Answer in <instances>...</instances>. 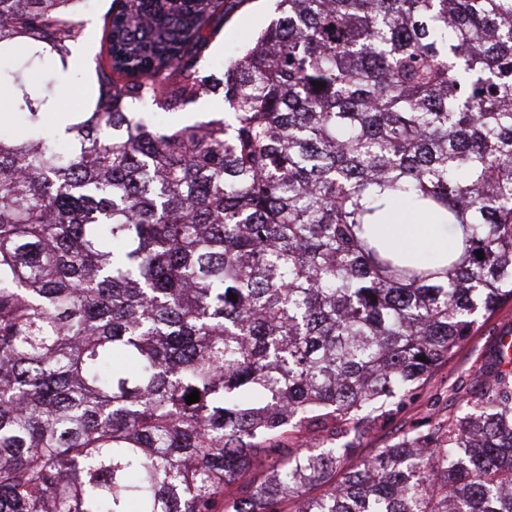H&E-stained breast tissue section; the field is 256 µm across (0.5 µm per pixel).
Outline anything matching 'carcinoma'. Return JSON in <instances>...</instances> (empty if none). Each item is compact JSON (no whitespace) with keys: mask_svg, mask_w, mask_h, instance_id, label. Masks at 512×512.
Here are the masks:
<instances>
[{"mask_svg":"<svg viewBox=\"0 0 512 512\" xmlns=\"http://www.w3.org/2000/svg\"><path fill=\"white\" fill-rule=\"evenodd\" d=\"M81 2L0 0V55L68 71ZM244 2L121 0L65 153L0 66V512H512L505 350L451 417L347 440L512 300V0H277L207 73ZM398 205L448 251L388 245ZM272 3L268 0H250L224 22V29L211 47V71L220 73L224 70L225 47L244 48L269 23L272 17ZM178 112L165 118L175 128L192 124L201 117L221 118L224 115V99L212 94L204 95L197 103Z\"/></svg>","mask_w":512,"mask_h":512,"instance_id":"obj_1","label":"carcinoma"}]
</instances>
